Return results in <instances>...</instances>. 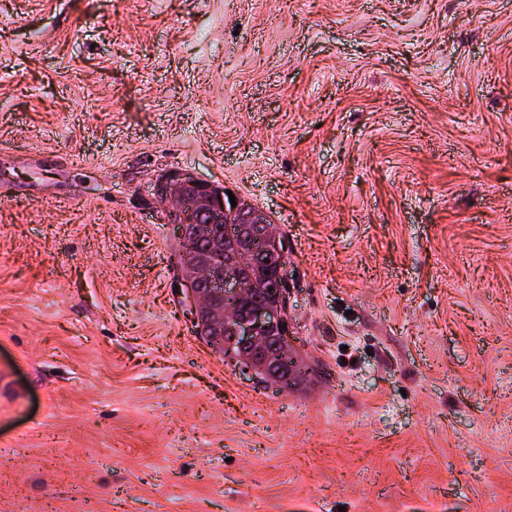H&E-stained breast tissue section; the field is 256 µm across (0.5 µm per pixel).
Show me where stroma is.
Returning a JSON list of instances; mask_svg holds the SVG:
<instances>
[{
  "mask_svg": "<svg viewBox=\"0 0 512 512\" xmlns=\"http://www.w3.org/2000/svg\"><path fill=\"white\" fill-rule=\"evenodd\" d=\"M2 142L0 512H512V0H0ZM174 170L311 380L196 335Z\"/></svg>",
  "mask_w": 512,
  "mask_h": 512,
  "instance_id": "35a3bbf8",
  "label": "stroma"
}]
</instances>
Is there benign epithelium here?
Listing matches in <instances>:
<instances>
[{"label": "benign epithelium", "instance_id": "7a95c632", "mask_svg": "<svg viewBox=\"0 0 512 512\" xmlns=\"http://www.w3.org/2000/svg\"><path fill=\"white\" fill-rule=\"evenodd\" d=\"M166 221L176 229L178 257L192 258L179 284L198 335L220 341L224 358L279 389L295 382L299 354L288 327V241L260 210L231 206L224 189L174 171L152 186ZM235 218L229 234L252 245L235 264L218 262L214 227Z\"/></svg>", "mask_w": 512, "mask_h": 512}]
</instances>
